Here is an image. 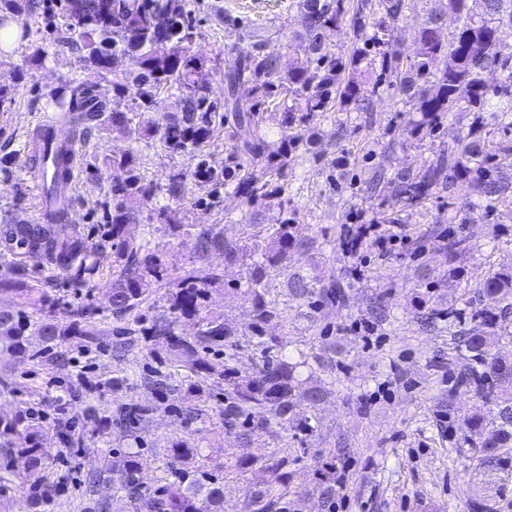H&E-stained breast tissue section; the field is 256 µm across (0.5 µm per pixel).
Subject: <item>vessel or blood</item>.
Segmentation results:
<instances>
[{"label": "vessel or blood", "mask_w": 512, "mask_h": 512, "mask_svg": "<svg viewBox=\"0 0 512 512\" xmlns=\"http://www.w3.org/2000/svg\"><path fill=\"white\" fill-rule=\"evenodd\" d=\"M41 138L29 143V154L36 167L34 191L40 203L37 213H24L20 221L33 223L36 216L46 215L49 205L73 208V188L76 181L77 142L52 117L42 116L35 125Z\"/></svg>", "instance_id": "b4317fda"}]
</instances>
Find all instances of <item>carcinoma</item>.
Segmentation results:
<instances>
[{"instance_id": "obj_1", "label": "carcinoma", "mask_w": 512, "mask_h": 512, "mask_svg": "<svg viewBox=\"0 0 512 512\" xmlns=\"http://www.w3.org/2000/svg\"><path fill=\"white\" fill-rule=\"evenodd\" d=\"M35 0H0V29L14 23L21 37L33 36L42 15ZM301 38L317 56L313 67L281 66L280 48L268 40L257 41L245 53L232 49L224 53V87L215 88L217 64L191 50L196 37L191 0H66L70 23L67 45L81 53L86 70L114 71L118 56L132 59L137 66L134 108L153 112L157 119L144 132L157 135L171 155L192 154L197 163L189 173H177L163 185L144 179L140 159L130 152L112 156V167L123 177L112 181L110 224L113 262L119 274L106 291L112 312L131 313L152 292V285L164 278L166 269L158 251L149 243L136 244L126 236V226L136 223L140 209L158 192L178 200L188 185L224 186L249 205L278 199L277 183L288 167L300 132L318 116L349 109L368 110L369 88L361 73L381 68L391 74L400 89L422 115L421 126L434 128L447 112H493L503 130L512 129V44L505 34L512 32V0H448V13L459 26L448 42L439 37L442 17L428 18L421 24L416 48L405 55L390 38L391 27L407 9L406 0H298ZM350 22L357 31L371 28L364 47L347 58L327 51L324 33ZM446 58L444 68L432 70L438 58ZM499 80L490 84L488 72ZM51 111L67 119L68 126L82 134L105 130L123 134L127 113L112 108L92 86L79 82L69 91L52 97ZM220 121L229 128L236 151L224 157V166L211 164L207 151L211 127ZM276 122L282 129L278 145L267 140L266 128ZM493 132L476 117L457 146L448 149L417 173H401L391 186L398 201L422 202L428 197L457 187L478 196L500 195L512 184V144L493 141ZM66 214L51 213L49 223L23 228L25 242L43 265H61V272L74 283H87L96 274L95 249L76 231L63 232L58 225ZM154 218L170 236L190 235L189 225L167 207L155 210ZM296 221L283 216L265 248L268 258L278 263L297 248L293 234ZM248 246L229 241L224 234L206 229L194 237V253L203 259L212 252L224 254V262L237 263L247 257ZM265 271L254 268L250 293L257 321L273 317L272 303L263 288ZM215 275L188 271L169 298L175 317L189 318L198 326L191 339L176 335L173 322L166 318L139 329L147 339H162L172 361L184 367L194 381L189 390L200 394L219 382L224 384V422L240 420L269 428L271 421L287 425L296 421L294 396L298 390L294 366L274 355H266L253 372L242 375L230 368L217 370L207 354L231 344L234 332L225 326L221 314L205 310L209 287ZM484 307L474 316L475 324L464 345L484 370L475 380L477 393L487 401L512 400V365L499 359L485 335V328L496 325L500 300L512 295V275L488 274L478 283ZM8 305L0 307V341L10 342L8 351L33 359L55 347L79 344L87 347L95 338L81 326V320L57 317L59 297L29 283L15 282L0 290ZM36 327L43 348L29 352L27 332ZM17 413H0V447L6 450L10 471L28 481L41 480L43 448L36 434L21 429ZM466 432L479 440L483 463L492 471L507 469L501 450L512 448V406L499 411V424L487 427L486 417L473 413L463 420ZM166 456L173 480L152 492L140 488L139 475L148 464L141 451L130 450L118 460L127 478L129 498L136 512H224V479L231 475L249 480L244 512H300L291 497L292 472L288 471V449L276 448L257 454L242 449L235 462L224 464L217 451L203 449L187 440H176ZM336 456L314 470L312 495L321 512L336 509Z\"/></svg>"}]
</instances>
